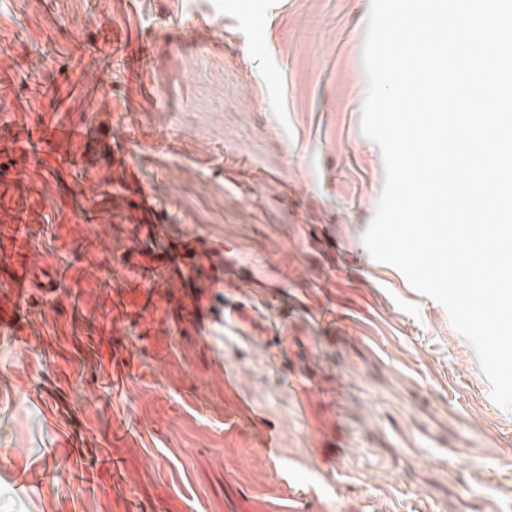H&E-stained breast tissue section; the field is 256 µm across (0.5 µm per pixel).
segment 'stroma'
<instances>
[{"label": "stroma", "mask_w": 512, "mask_h": 512, "mask_svg": "<svg viewBox=\"0 0 512 512\" xmlns=\"http://www.w3.org/2000/svg\"><path fill=\"white\" fill-rule=\"evenodd\" d=\"M369 5L0 0L5 112L78 131L36 162L0 130V225L40 227L28 280L65 256L80 283L76 299L34 290L26 313L0 295L10 334L39 350L23 365L0 347V512L21 479L26 512H512V412L447 310L361 241L384 183L361 133ZM39 46L53 59L30 79ZM105 49L109 70H60ZM113 145L150 211L117 185L97 203L57 167L68 152L103 166ZM106 216L84 243L80 224ZM197 236L224 254L223 293L148 297L135 267ZM197 303L225 313L207 330L223 365L186 316Z\"/></svg>", "instance_id": "obj_1"}]
</instances>
